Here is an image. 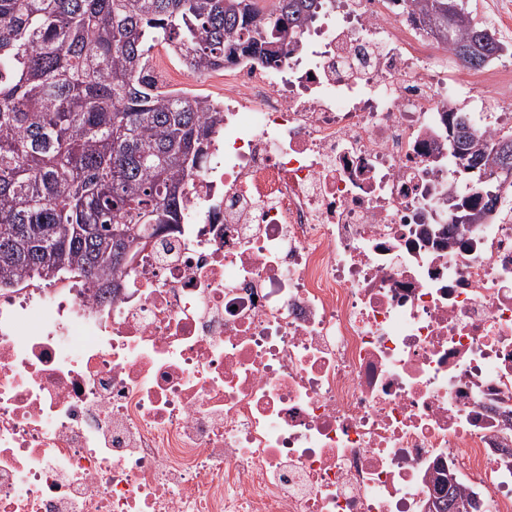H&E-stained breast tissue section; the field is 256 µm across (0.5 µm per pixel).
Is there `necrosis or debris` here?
<instances>
[{"label":"necrosis or debris","instance_id":"necrosis-or-debris-1","mask_svg":"<svg viewBox=\"0 0 512 512\" xmlns=\"http://www.w3.org/2000/svg\"><path fill=\"white\" fill-rule=\"evenodd\" d=\"M412 0L225 65L180 228L116 289L0 290V512H512V187L459 224L465 67ZM438 476L434 479L438 496H435L433 507L436 512H460L467 510L462 507L464 500L468 494L463 493L457 488L450 486V479L443 472H437ZM449 485V486H448Z\"/></svg>","mask_w":512,"mask_h":512}]
</instances>
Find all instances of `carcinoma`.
Wrapping results in <instances>:
<instances>
[{
  "instance_id": "1",
  "label": "carcinoma",
  "mask_w": 512,
  "mask_h": 512,
  "mask_svg": "<svg viewBox=\"0 0 512 512\" xmlns=\"http://www.w3.org/2000/svg\"><path fill=\"white\" fill-rule=\"evenodd\" d=\"M412 21L470 70L503 52L466 0H414ZM321 0H0V289L116 278L133 244L183 223L192 177L224 130V106L155 76L162 47L194 77L252 58L276 64L286 37ZM448 130L471 179L460 224L497 199L487 178L512 176V129L483 144L459 113ZM435 512H465L467 494L434 479Z\"/></svg>"
}]
</instances>
